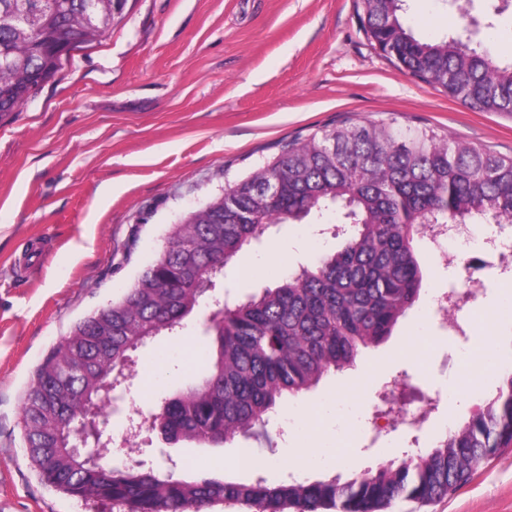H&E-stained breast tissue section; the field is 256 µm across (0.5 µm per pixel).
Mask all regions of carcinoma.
I'll return each mask as SVG.
<instances>
[{
	"label": "carcinoma",
	"mask_w": 512,
	"mask_h": 512,
	"mask_svg": "<svg viewBox=\"0 0 512 512\" xmlns=\"http://www.w3.org/2000/svg\"><path fill=\"white\" fill-rule=\"evenodd\" d=\"M405 0H362L363 25L386 57L421 82L483 112L512 118V63L499 66L471 37L417 38ZM114 0L82 25L86 0H0V115L56 76L55 49L112 29ZM336 205L349 227L342 247L204 322L198 380L165 398L153 428L222 447L262 428L277 400L297 397L354 366L387 340L418 302L425 224L493 223L512 211V158L430 127L357 122L284 147L224 194L170 225L158 257L100 311L77 322L37 367L22 400L27 456L42 480L126 512H207L242 503L256 512H386L451 495L512 445V375L461 428L410 461L314 481L235 482L142 468L94 440L139 367L137 351L174 335L214 291L224 266L270 229Z\"/></svg>",
	"instance_id": "obj_1"
}]
</instances>
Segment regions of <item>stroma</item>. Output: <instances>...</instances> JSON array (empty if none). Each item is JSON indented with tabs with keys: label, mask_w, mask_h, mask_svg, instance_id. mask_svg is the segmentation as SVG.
<instances>
[{
	"label": "stroma",
	"mask_w": 512,
	"mask_h": 512,
	"mask_svg": "<svg viewBox=\"0 0 512 512\" xmlns=\"http://www.w3.org/2000/svg\"><path fill=\"white\" fill-rule=\"evenodd\" d=\"M499 0H406L403 21L421 38L474 31L492 61L512 63V8ZM358 0H122L103 38L79 45L27 104L0 119V512H124L44 483L24 447L21 402L36 367L83 317L120 296L160 253L171 224L221 195L294 139L357 121L427 126L512 157V118L448 98L400 70L367 38ZM341 210L320 223L273 227L224 268L234 303L272 288L337 247ZM446 262L423 253L419 303L392 336L353 369L300 398H284L267 436H236L221 448L157 434L136 440V460L174 473L235 481L254 470L226 466L251 451L288 468L293 448L279 430L288 415L309 422L330 453L307 480L346 477L398 459L412 433L388 428L371 439L377 390L396 375L412 391L439 394L424 426L438 438L461 426L501 385L512 361V269H491L459 337L438 330L428 306L437 289L463 286L473 250ZM252 267L249 276L239 265ZM211 303L186 318L183 335L160 336L138 356L162 367L138 371L124 412L106 422L123 455L124 418L158 406L197 374L193 353ZM497 360L480 361L487 345ZM353 464H346V457ZM389 512H512V447L501 449L453 496Z\"/></svg>",
	"instance_id": "35a3bbf8"
}]
</instances>
